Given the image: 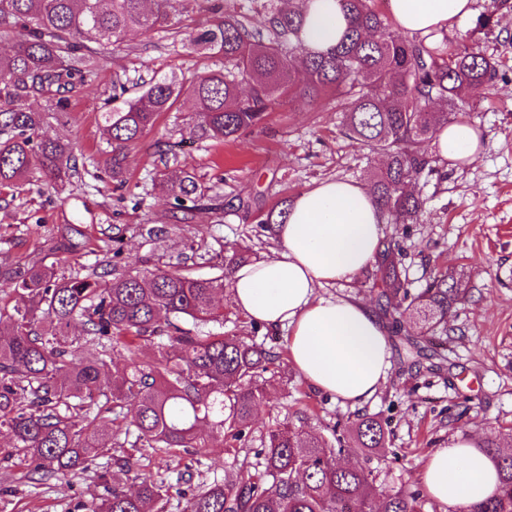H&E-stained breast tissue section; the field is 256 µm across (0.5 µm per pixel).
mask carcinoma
<instances>
[{"mask_svg":"<svg viewBox=\"0 0 512 512\" xmlns=\"http://www.w3.org/2000/svg\"><path fill=\"white\" fill-rule=\"evenodd\" d=\"M199 0H0V188L43 181L60 193L79 173L73 144L46 138L48 113L64 109L106 67L112 50L131 31L149 33L190 11ZM209 20L190 40L194 50L224 58V67L184 88L175 77L144 85L114 73L113 107L101 113L112 145V180L125 184L126 151L171 110L183 91L195 108L202 137L231 140L260 126L269 113L296 98L316 103L331 95L341 105L342 131L387 158L370 177L371 191L395 226L420 223L425 198L408 186L434 174L427 143L455 122L495 77L498 61L480 49L406 39L377 0H341L348 27L335 47L310 52L297 62L303 11L283 0H245L226 13L221 0H207ZM264 23L253 26L251 13ZM94 35L98 47L84 40ZM48 98L44 111L29 105ZM166 188L172 218L192 224L204 210L207 189L186 169L166 159L152 185ZM288 203L257 216L272 229L284 222ZM384 260L371 273L378 302L392 317L393 332L412 316L429 333H448V317L467 293L468 281L440 272L411 291L399 240L384 241ZM247 261L237 251L224 271L202 277L191 271H120L64 276L54 266L0 265V279L14 285L23 305H0V435L9 437L7 456L27 462L34 483L60 481L98 458L132 471L114 448H152L179 457L194 455L205 440L242 454L235 475L201 481L183 512H424L417 491L383 490L373 471L346 467L320 435L290 421L260 437L250 453L257 407L265 396L262 375L279 367V353L241 336L198 330L224 324L217 304L225 280ZM82 319V333L68 328ZM96 347L91 358L84 345ZM122 345V365L112 358ZM363 450L386 451L380 420L364 415L352 425ZM495 461L500 484L483 503L460 512H512V455L497 444H478ZM136 488L118 485L93 503L91 512H159L170 485L160 473L138 470Z\"/></svg>","mask_w":512,"mask_h":512,"instance_id":"obj_1","label":"carcinoma"}]
</instances>
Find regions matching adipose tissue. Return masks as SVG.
<instances>
[{
    "label": "adipose tissue",
    "mask_w": 512,
    "mask_h": 512,
    "mask_svg": "<svg viewBox=\"0 0 512 512\" xmlns=\"http://www.w3.org/2000/svg\"><path fill=\"white\" fill-rule=\"evenodd\" d=\"M398 32L426 37L469 18L473 0H388ZM347 28L340 0H310L304 8L303 52H324ZM436 155L449 165L475 163L486 143L469 123L442 128ZM383 212L368 186L329 178L299 193L285 223L274 225L273 255L234 269L235 306L251 322L287 333L289 362L314 388L342 405L367 402L390 370L386 328L354 297L324 298L320 289L352 281L382 249ZM430 498L464 506L485 500L498 485L491 458L472 439L434 449L422 470Z\"/></svg>",
    "instance_id": "1"
}]
</instances>
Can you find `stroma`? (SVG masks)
I'll list each match as a JSON object with an SVG mask.
<instances>
[{"label":"stroma","mask_w":512,"mask_h":512,"mask_svg":"<svg viewBox=\"0 0 512 512\" xmlns=\"http://www.w3.org/2000/svg\"><path fill=\"white\" fill-rule=\"evenodd\" d=\"M474 12L445 34L450 44L479 48L499 61L496 77L479 100L459 115L482 131L486 150L473 165L442 163L438 174L419 179L416 189L427 199L426 211L401 236L412 290L445 269L471 279L469 294L448 320L443 359L417 360L401 337L389 336L388 380L354 409L340 406L286 367L267 385L253 424L258 435L290 417L308 432L342 435L346 459L368 465L378 485L389 490L420 489L429 453L455 437L492 438L501 445L512 439V11L495 10L493 0H474ZM488 12L494 15L493 26L477 29V15ZM208 17L197 8L178 25L129 34L113 67L133 78L174 74L188 81L221 68L220 57L187 47L191 32ZM113 67L104 68L43 127L50 137L71 140L77 158L92 159L101 170L111 156L100 114L112 106ZM193 109L192 99L181 97L128 151L125 190L115 189L111 178L86 174L73 179L62 196L41 183L0 191V264L38 261L67 276L112 263L122 270L189 268L212 275L227 251L241 250L253 260L271 255L274 242L257 224L258 213L327 178L367 182L370 170L379 166L376 154L341 134L332 102L293 101L272 112L264 127L224 142L197 136ZM170 144L176 145L182 165L208 187L207 205L223 209L224 215L152 241L147 228L172 222L166 194L153 190L149 178ZM242 201L248 202V211H239ZM70 226L87 242L75 253L57 247L61 229ZM223 305L225 335L249 336L286 353L285 332L252 330L232 299ZM362 415L381 420L389 456H365L348 435L351 422ZM197 457L198 465L188 471L176 458L150 453L151 470L170 475L167 512H180L179 501L191 496L199 480L231 477L238 466L233 453L216 441L199 449ZM24 471L23 464L0 463V512H88L103 492L90 472L35 488L25 482Z\"/></svg>","instance_id":"stroma-1"}]
</instances>
